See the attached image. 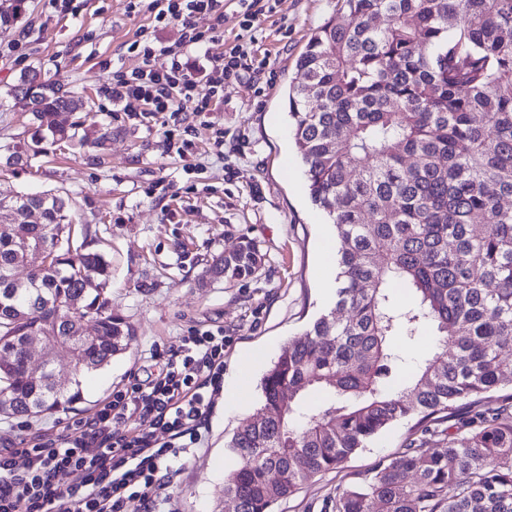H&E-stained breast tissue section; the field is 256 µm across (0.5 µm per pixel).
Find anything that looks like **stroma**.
<instances>
[{"instance_id":"35a3bbf8","label":"stroma","mask_w":512,"mask_h":512,"mask_svg":"<svg viewBox=\"0 0 512 512\" xmlns=\"http://www.w3.org/2000/svg\"><path fill=\"white\" fill-rule=\"evenodd\" d=\"M76 14L49 12L44 0H25L11 23H0V46L18 44L22 61L0 59V90L27 68L79 87L90 98L77 115L91 124L111 118L115 135L104 151L50 147L34 167L0 178V187L22 193L56 190L68 196L75 224L86 225L91 248L112 259L113 315L124 318L136 339L106 368L84 379V399L73 410L31 421L0 416V446L19 441L25 426L55 433L90 415L113 389L147 379L152 353L175 351L188 331L223 329L224 374L232 376L243 352L261 360L246 402L221 397L207 443L186 464L173 492L180 512H220L224 478L235 457L225 443L259 408L258 384L288 340L335 301L324 284L337 273V244L325 212L306 189L304 167L291 139L286 91L297 80L296 62L310 36L343 0H283L261 18L257 53L268 66L224 86L217 111L171 116L161 112L132 120L114 111L105 87L112 73L138 59L127 47L149 13L128 14V0H75ZM223 144H216V130ZM192 148L179 156L175 143ZM263 256L253 278L227 282L210 267L242 238ZM411 427L396 422L353 453L341 469L315 476L279 501L273 512H332L329 498L353 487L382 460L400 453Z\"/></svg>"}]
</instances>
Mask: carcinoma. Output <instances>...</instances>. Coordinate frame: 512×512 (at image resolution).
Returning a JSON list of instances; mask_svg holds the SVG:
<instances>
[{"mask_svg":"<svg viewBox=\"0 0 512 512\" xmlns=\"http://www.w3.org/2000/svg\"><path fill=\"white\" fill-rule=\"evenodd\" d=\"M298 60L288 86L294 144L314 204L341 242L335 307L288 341L261 379L266 418L243 421L225 447L224 478L237 512H271L305 480L340 468L392 424L416 419L404 451L334 498V512H512V0H345ZM386 18L384 25L377 20ZM77 91L20 72L4 100L30 114L31 142L0 143V167L29 166L45 146L102 150L74 117ZM30 225L24 244L0 231V396L9 417L52 414L81 400L84 373L106 367L134 338L108 313L107 255L77 243L66 199L9 200ZM243 241L211 268L228 281L259 270ZM27 270L28 288L14 272ZM98 287L85 288L88 279ZM402 289L411 299L400 303ZM96 338L81 333L86 320ZM65 350L68 386L25 375L34 331ZM430 331L436 351L411 377L398 342ZM321 394L316 406L307 402ZM288 397V407L282 406ZM468 406L465 441L420 451L434 426Z\"/></svg>","mask_w":512,"mask_h":512,"instance_id":"1","label":"carcinoma"}]
</instances>
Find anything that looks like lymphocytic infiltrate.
I'll return each mask as SVG.
<instances>
[{
    "mask_svg": "<svg viewBox=\"0 0 512 512\" xmlns=\"http://www.w3.org/2000/svg\"><path fill=\"white\" fill-rule=\"evenodd\" d=\"M244 38L212 52L218 29L196 28L197 15L222 19L224 0H129L128 10L152 14L155 25L182 24L178 42L157 46L140 30L127 50L139 65L113 73L112 100L132 117L157 112H212L224 84L254 67L250 34L281 0H238ZM203 51L207 93H199L189 49ZM224 391V332L194 330L168 354L148 382L113 390L91 415L52 434H33L0 448V512H178L171 488L177 460L206 443V421Z\"/></svg>",
    "mask_w": 512,
    "mask_h": 512,
    "instance_id": "lymphocytic-infiltrate-1",
    "label": "lymphocytic infiltrate"
}]
</instances>
